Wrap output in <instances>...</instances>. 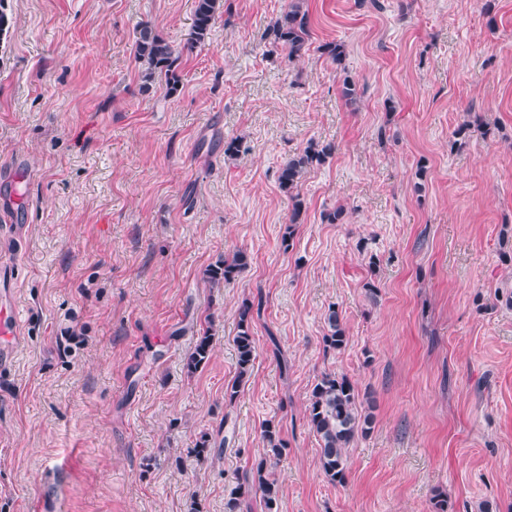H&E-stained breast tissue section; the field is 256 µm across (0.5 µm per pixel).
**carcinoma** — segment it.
Instances as JSON below:
<instances>
[{
  "label": "carcinoma",
  "mask_w": 512,
  "mask_h": 512,
  "mask_svg": "<svg viewBox=\"0 0 512 512\" xmlns=\"http://www.w3.org/2000/svg\"><path fill=\"white\" fill-rule=\"evenodd\" d=\"M223 8V0H194L190 37L184 48L193 49L205 42L211 33L216 15ZM310 15L306 0H290L285 10L268 26L265 33L270 51L288 52V57L298 59L309 49ZM340 71L339 91L341 97L350 105L358 101V90L351 77L345 72L343 61L345 46L340 42H326L320 46ZM135 57L142 64V81L145 89H150L155 81L165 84L166 93L176 94L180 86L179 60L181 51L155 29L143 24L137 29L134 43ZM481 131L487 136L491 133V124L480 114L473 113L457 131L464 135L471 129ZM334 152L331 145H319L311 142L302 150L282 164L278 174L280 190L292 202L289 217L288 233L283 238L285 248L292 246L293 225L297 224L304 208L298 187L304 174L311 168L324 164ZM250 264L247 252L236 250L224 260L208 270L207 276L214 283L230 284L244 272ZM327 331L323 336L326 349L340 351L348 342L346 328L342 323L336 306L328 307L325 315ZM237 354V375L224 390V400L233 402L244 380L251 375L256 355L255 338L253 336L252 306L245 305L239 313L237 332L233 339ZM212 336L203 331L198 337L193 351L190 353L187 366L196 369L204 364L210 355ZM306 420L310 432L319 444V465L327 481L335 486L343 485L347 479L348 451L360 437L367 435L373 425L374 416L363 400L354 384L345 376L332 373L323 374L311 390L306 406ZM263 440L266 444L264 453L254 459L245 471L243 480L230 490L225 503L226 512H240L245 496L254 492L260 494L265 512H278L281 487L272 477L271 469L276 460L285 453L288 444L282 436L279 423L268 421L263 425Z\"/></svg>",
  "instance_id": "cac0c4a2"
}]
</instances>
